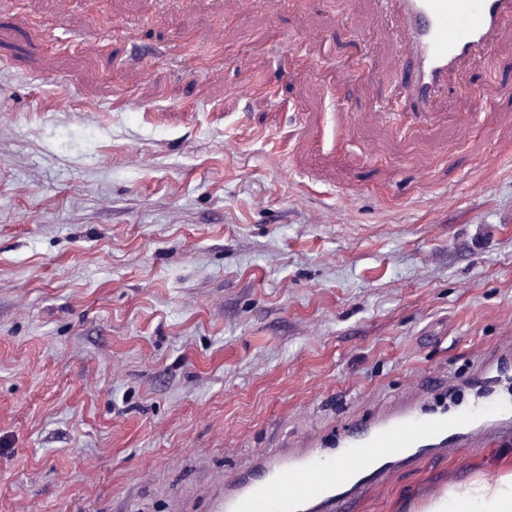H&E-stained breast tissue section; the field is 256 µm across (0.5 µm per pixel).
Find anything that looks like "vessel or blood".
<instances>
[{
	"mask_svg": "<svg viewBox=\"0 0 512 512\" xmlns=\"http://www.w3.org/2000/svg\"><path fill=\"white\" fill-rule=\"evenodd\" d=\"M407 31L403 56L409 71L402 98L412 111L425 113L441 91L449 71L464 62L485 61L504 20L512 18V0H393ZM447 416L409 412L381 419L346 437L345 448L323 453L309 448L297 458L268 456L261 471L235 482L218 497L216 512H301L307 502L333 501L337 490L373 467L423 442L447 434Z\"/></svg>",
	"mask_w": 512,
	"mask_h": 512,
	"instance_id": "1",
	"label": "vessel or blood"
}]
</instances>
